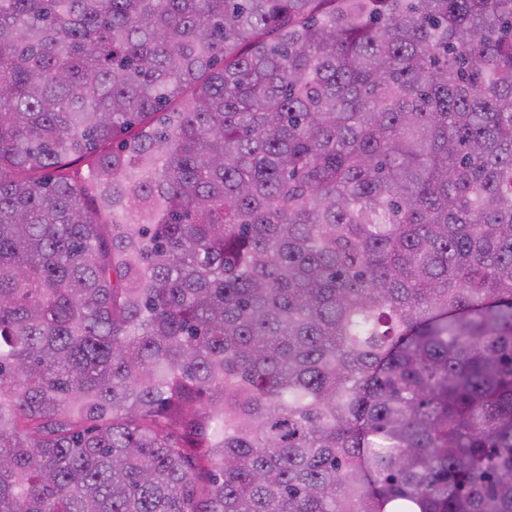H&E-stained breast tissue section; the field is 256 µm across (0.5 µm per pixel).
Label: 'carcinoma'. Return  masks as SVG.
Here are the masks:
<instances>
[{"label": "carcinoma", "instance_id": "cac0c4a2", "mask_svg": "<svg viewBox=\"0 0 512 512\" xmlns=\"http://www.w3.org/2000/svg\"><path fill=\"white\" fill-rule=\"evenodd\" d=\"M0 512H512V0H0Z\"/></svg>", "mask_w": 512, "mask_h": 512}]
</instances>
